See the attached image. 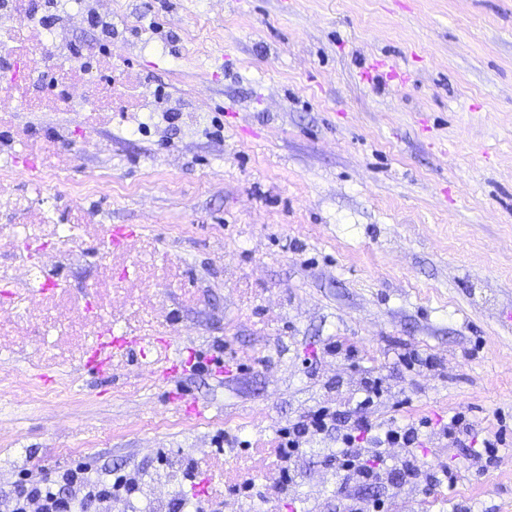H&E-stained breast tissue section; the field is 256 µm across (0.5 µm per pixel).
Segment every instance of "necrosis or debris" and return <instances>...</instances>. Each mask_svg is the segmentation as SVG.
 <instances>
[{"mask_svg": "<svg viewBox=\"0 0 512 512\" xmlns=\"http://www.w3.org/2000/svg\"><path fill=\"white\" fill-rule=\"evenodd\" d=\"M0 54L10 60L9 77L0 85V112H14L17 93L38 83L39 69L9 45L0 46ZM58 81L56 93L41 98L42 108L93 111L89 91L101 84L97 69L81 63L59 74ZM63 151L64 166L43 173L42 186L22 194L10 187L16 161L0 164V348L24 363L20 369L0 367V391L20 399L51 401L71 391V377L47 391L32 376V369L45 361V346H52L59 362L75 373L85 366L98 339L109 335L113 344L107 364L120 369L129 362L127 339L151 341L180 325L158 294L162 283L177 277L179 266L157 263L144 238L102 233L91 199L111 193L112 181H71L66 170L76 167L80 149L68 143ZM46 184L55 200L51 214L42 207ZM91 260L98 275L83 297H76L65 274ZM119 324L126 338L113 337L112 328ZM181 468L179 457H171L159 472L163 487L146 483L142 502L115 512H170Z\"/></svg>", "mask_w": 512, "mask_h": 512, "instance_id": "obj_1", "label": "necrosis or debris"}]
</instances>
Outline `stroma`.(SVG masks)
Listing matches in <instances>:
<instances>
[{
    "instance_id": "1",
    "label": "stroma",
    "mask_w": 512,
    "mask_h": 512,
    "mask_svg": "<svg viewBox=\"0 0 512 512\" xmlns=\"http://www.w3.org/2000/svg\"><path fill=\"white\" fill-rule=\"evenodd\" d=\"M138 42L140 15L172 35L114 58L178 95L206 88L223 140L180 127L138 131L150 115L17 112L11 133L38 147L60 126L93 135L73 180L120 181L97 200L106 226L145 237L181 275L161 286L186 333L171 336L213 371L133 378L83 370L78 408L0 395V473L27 458L143 474L222 434L275 447L308 405L342 421L440 422L468 414L480 437L506 432L492 467L439 435L418 450L447 461L454 487L413 488L414 512H512V0H117ZM152 223L140 217L143 205ZM223 251L224 264L213 256ZM210 306L182 304L197 283ZM336 344L338 353L327 352ZM442 362L444 374L400 362ZM379 405L358 411L365 379ZM207 405L196 429L191 405ZM143 423L126 426L131 414ZM309 461L276 512H344L340 482L319 505Z\"/></svg>"
}]
</instances>
